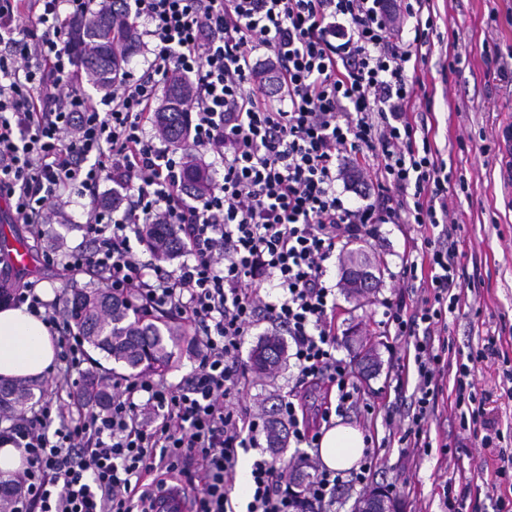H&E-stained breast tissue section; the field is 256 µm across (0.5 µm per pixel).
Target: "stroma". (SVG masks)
<instances>
[{
    "mask_svg": "<svg viewBox=\"0 0 512 512\" xmlns=\"http://www.w3.org/2000/svg\"><path fill=\"white\" fill-rule=\"evenodd\" d=\"M436 30L434 46L416 76L432 101L428 120L429 138L455 177L448 189L454 239L461 253L466 288L475 290L476 301L448 317L446 334L456 356H466L490 336L497 337L498 354L477 366L475 383L487 397L486 415L501 432L498 448H485L481 440L460 429L449 401H441L431 424L432 435L447 439L455 459L446 465L438 450L420 448L408 453L393 449L384 457L373 485L391 489L401 512H444L443 487L452 481L465 491V504L477 512H497L486 497L482 471H493L498 449L512 454V391L503 385V358L512 357V182L505 181L512 165V87L500 81L497 68L512 72V0H433ZM467 190H460L459 180ZM90 208L86 196L71 194L59 209L53 231L64 237L67 250H87L85 233ZM421 238L412 224H379L370 235L351 244L354 252L366 254L378 267V283L363 298L351 297L342 285L344 259L335 255L325 263L324 280L336 295V355L356 360L359 338L377 350L376 373L355 372L354 380L368 402L388 406L405 414L408 392L390 390L387 373L406 344L388 336L382 325L384 301L401 292L399 271L404 257ZM33 281L48 303L65 299L72 288L88 285L86 276H72L62 266L47 264L44 255L26 267L15 266L0 249V277ZM359 329L352 338L351 329ZM298 395L308 415L328 401L326 388L296 389L292 366H282L276 377L251 374L244 401L268 400Z\"/></svg>",
    "mask_w": 512,
    "mask_h": 512,
    "instance_id": "35a3bbf8",
    "label": "stroma"
}]
</instances>
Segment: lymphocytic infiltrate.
Masks as SVG:
<instances>
[{
    "label": "lymphocytic infiltrate",
    "mask_w": 512,
    "mask_h": 512,
    "mask_svg": "<svg viewBox=\"0 0 512 512\" xmlns=\"http://www.w3.org/2000/svg\"><path fill=\"white\" fill-rule=\"evenodd\" d=\"M113 5L0 0V197L40 241L64 196H93L112 182L125 208L117 217L91 207L93 250L46 260L133 296L143 313L165 310L195 326L197 366L181 386L137 376L113 382L109 406L51 398L15 418L5 437L26 467L7 493L12 512H151L145 483L157 475L199 483L195 512H236L238 451L255 447L264 430L262 414L242 403L249 373L237 356L262 321L290 338L298 386L335 389L336 404L313 425L304 405L280 400L289 440L308 448L300 457L308 477L296 488L287 463L254 461L246 512H331L340 491L369 484L380 448H365L347 470L312 456L333 412L362 410L398 428L406 449L431 447L447 378L460 427L482 431L491 447L500 431L484 416L474 372L497 341L456 359L442 336L468 293L451 241L452 174L416 111L422 86L409 75L433 45L432 0H122L123 13L145 24L148 65L138 76L118 71L94 104L66 26ZM264 66L276 95L249 87ZM175 74L190 89L186 154L146 133L159 90ZM205 158L223 178L189 194L182 171ZM341 181L365 204L346 207ZM143 224L175 225L186 255L177 269L148 274L130 243ZM376 224H413L423 237L420 259L402 267V285L419 287L417 300L384 312L388 333L413 349L396 363L397 385L414 383L400 417L365 402L350 364L336 358V302L324 281L325 261ZM265 281L279 288L276 300L262 295ZM11 298L43 312L66 369H81L84 343L66 312L45 304L32 282Z\"/></svg>",
    "instance_id": "lymphocytic-infiltrate-1"
}]
</instances>
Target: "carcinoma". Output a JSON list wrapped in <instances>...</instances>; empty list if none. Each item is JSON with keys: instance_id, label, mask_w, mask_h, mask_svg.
<instances>
[{"instance_id": "obj_1", "label": "carcinoma", "mask_w": 512, "mask_h": 512, "mask_svg": "<svg viewBox=\"0 0 512 512\" xmlns=\"http://www.w3.org/2000/svg\"><path fill=\"white\" fill-rule=\"evenodd\" d=\"M70 38L81 64L84 81L96 89L112 86V71L122 57L138 49L133 21L120 12H109L71 24ZM186 90L181 82L172 80L165 89V104L155 117L160 134L175 148H188L186 112L183 100ZM187 189L203 192L209 185L205 171L193 170L185 175ZM139 236L153 250L157 259L167 261L177 252V242L163 224L139 227ZM345 276L348 288L364 294L373 288L375 275L370 265L359 256H350ZM133 297L116 299L108 288L90 285L71 290L66 298V310L80 338L116 363H121L138 375L156 374L171 367L174 348L186 333L163 318L134 312ZM284 346L276 336L265 337L252 351L253 369L259 374L277 371L282 363ZM83 398L104 407L110 400V390L95 378L86 383ZM36 397L34 385L25 378L0 382V410L23 411ZM270 447L285 448L287 428L272 417L266 420Z\"/></svg>"}]
</instances>
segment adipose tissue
Returning <instances> with one entry per match:
<instances>
[{"instance_id":"ef3b65f1","label":"adipose tissue","mask_w":512,"mask_h":512,"mask_svg":"<svg viewBox=\"0 0 512 512\" xmlns=\"http://www.w3.org/2000/svg\"><path fill=\"white\" fill-rule=\"evenodd\" d=\"M55 345L46 323L26 306H0V379L43 377L55 360ZM365 446L362 434L347 425L325 429L319 441V455L331 469L355 465Z\"/></svg>"}]
</instances>
